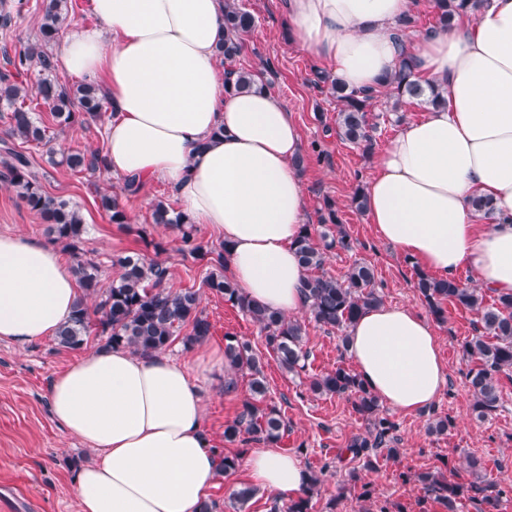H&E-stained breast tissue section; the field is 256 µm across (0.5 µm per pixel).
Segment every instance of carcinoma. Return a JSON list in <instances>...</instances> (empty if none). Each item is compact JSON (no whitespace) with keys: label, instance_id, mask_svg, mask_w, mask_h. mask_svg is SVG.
<instances>
[{"label":"carcinoma","instance_id":"1","mask_svg":"<svg viewBox=\"0 0 512 512\" xmlns=\"http://www.w3.org/2000/svg\"><path fill=\"white\" fill-rule=\"evenodd\" d=\"M486 0H435L436 22L431 31L446 29L452 21L463 16H477ZM27 0H0V28H11L15 18L22 15ZM72 0H46L39 25L40 41L28 48L14 50L6 57L9 69L0 72V111L7 113V128L0 138V180L13 187L26 206L40 215L46 223V233L53 242L77 249L86 233L80 211L69 201L47 194L39 177L32 170L31 161L22 143L48 145L51 137L47 126L36 120L34 112L46 105L53 120L60 127H83L96 122L105 114L100 89L93 84L68 87L51 79L54 64L47 45L56 41L70 10ZM255 26L254 15L246 10L240 0H224V43L219 48L223 62L233 63L241 54L246 37ZM47 73L34 86H26L19 78L32 67ZM233 76L227 85L229 92L250 89L266 84L264 73L229 69ZM314 84L328 88L338 107L336 133L341 140L361 149L366 155L373 153L376 145L377 125L371 122V112L378 95L373 92L347 89L330 79L324 71L314 74ZM385 95L393 99L398 108L405 99L420 100L430 106L446 103L436 90L425 93L421 82L414 78L408 59L404 58L397 72L381 82ZM59 163L71 170L91 175L105 169V158L99 151L79 152L64 150ZM120 193L100 196L101 208L109 214L111 223L124 225L128 217L119 201V194L134 196L140 187L126 182ZM152 223L169 224L181 234L183 250L199 257H210L215 269L205 273L197 288H174L170 285V270L158 259L166 251L163 243L152 237L147 226L137 230L138 237L154 253L150 258L143 253L117 257L112 264L119 267L118 278L103 287L99 266L91 259L74 253L76 263L72 271L82 286L83 293L75 303L69 320L58 330V346L71 350L82 348L85 337L96 331L103 338V347L127 348L140 355H153L165 351L182 338L187 349L204 342L212 325L204 315L201 289L224 297V301L237 308L258 325L264 336L267 350L275 356L278 365L287 372L306 370L309 353L304 349L303 325L296 319L271 311L242 295L234 283L224 276V245L205 244L198 237L197 226L181 212L160 201L152 211ZM353 242L344 230L333 200L324 201L320 232L314 225L304 226L297 242V253L308 271L305 281L309 312L314 321L327 332L343 334L348 342L352 323L366 310L383 302L375 288V268L369 262L354 263L344 278L337 279L322 272L326 252L350 251ZM416 288L426 300L430 312L439 321L445 320L444 302L474 312V331L464 344V351L474 360V367L467 372V387L473 398V409L481 417L496 410L500 402L498 376L512 372V295H499L487 304L481 289L459 279H440L417 273ZM191 326V331L180 336L181 330ZM224 358L234 372L250 375L251 397L243 400L236 419L224 429V440L256 443L280 447L290 436L288 422L281 409L265 401L267 387L263 374L262 357L252 344L233 335L224 336ZM310 389L315 394L353 397L355 411L367 423L366 432L354 436L346 446L351 459L363 462L366 469L375 468L379 455L393 458L399 450L390 446L395 441L397 426L387 417L379 416L378 398L367 391L357 375L338 366L313 378ZM469 472L474 475L469 485L435 478L430 473H420L417 480L423 488L435 495L436 502L447 512H459L465 496L473 493L480 497V512H500L503 491L492 492L483 483L481 471L484 462L477 456L466 459ZM320 478L311 474L308 494L291 500L287 506L274 500L270 512H309L311 494L318 490Z\"/></svg>","mask_w":512,"mask_h":512}]
</instances>
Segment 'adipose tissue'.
I'll list each match as a JSON object with an SVG mask.
<instances>
[{
    "instance_id": "obj_1",
    "label": "adipose tissue",
    "mask_w": 512,
    "mask_h": 512,
    "mask_svg": "<svg viewBox=\"0 0 512 512\" xmlns=\"http://www.w3.org/2000/svg\"><path fill=\"white\" fill-rule=\"evenodd\" d=\"M96 27L62 44L61 68L102 83L110 118L108 173L161 179L182 212L224 242L240 292L287 317L308 310L306 270L294 250L305 218L302 151L292 112L270 90L226 94L224 0H89ZM416 0H283L288 26L349 89L378 87L409 58L446 99L404 124L364 189L379 237L425 272L512 294V0H488L475 20L397 44ZM494 207L483 220L475 198ZM78 298L52 246L0 234V340L18 346L56 334ZM348 354L363 386L395 411L424 412L447 373L433 324L380 304L349 328ZM225 367L201 349L196 370L164 354L96 348L51 381L53 419L96 454L80 468V512H198L220 472L204 428L200 378ZM254 485L298 498L310 474L293 453L254 448Z\"/></svg>"
}]
</instances>
